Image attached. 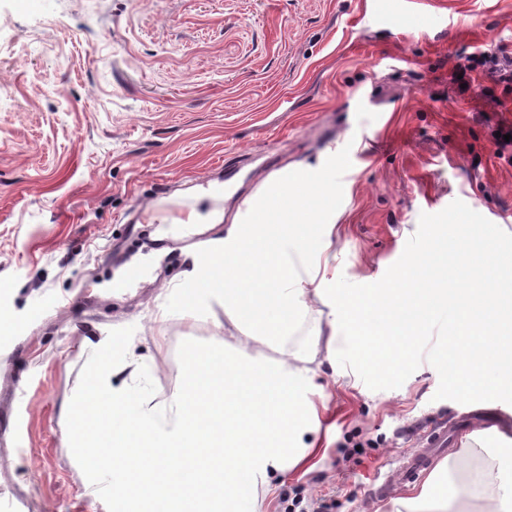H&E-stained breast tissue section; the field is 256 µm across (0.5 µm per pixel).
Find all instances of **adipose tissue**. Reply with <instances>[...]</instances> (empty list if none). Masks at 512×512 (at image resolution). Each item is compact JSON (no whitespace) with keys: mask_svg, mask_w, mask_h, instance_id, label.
Masks as SVG:
<instances>
[{"mask_svg":"<svg viewBox=\"0 0 512 512\" xmlns=\"http://www.w3.org/2000/svg\"><path fill=\"white\" fill-rule=\"evenodd\" d=\"M340 165L331 153L271 172L223 235L188 250L172 305L152 316L157 332L218 306L234 333L223 351L190 348L169 399L154 405L128 383L110 385L109 357L87 369L73 460L121 512H238L258 486L307 466L315 448L304 435L316 411L305 388L317 361L334 362L343 332L363 364L393 372L412 363L415 333L445 317L454 345L445 364L456 386L512 394V258L492 244L475 248L438 233L392 287L357 302L329 296L319 271L336 224ZM314 299L330 311L312 353L301 355L288 344ZM270 350L278 354L272 362ZM478 453L463 444L421 485L392 498L389 512H512V493L461 475L459 462Z\"/></svg>","mask_w":512,"mask_h":512,"instance_id":"ef3b65f1","label":"adipose tissue"}]
</instances>
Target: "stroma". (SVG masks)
Here are the masks:
<instances>
[{
    "label": "stroma",
    "instance_id": "obj_1",
    "mask_svg": "<svg viewBox=\"0 0 512 512\" xmlns=\"http://www.w3.org/2000/svg\"><path fill=\"white\" fill-rule=\"evenodd\" d=\"M372 0H0V512H116L72 462L65 417L100 340L117 380L129 352L137 384L161 401L180 386L186 350L220 348L224 312L173 320L170 304L194 235L157 239L173 205L232 217L263 176L333 152L341 216L328 277L359 299L388 279L407 245L471 221L512 253V114L459 95L453 70L479 50L512 55V0H426L444 28L368 26ZM244 174L233 199L190 189ZM142 265L126 293L111 281ZM446 344L391 374L366 369L345 337L316 377L318 451L258 488L255 512L284 498L330 512H384L373 475L405 461L426 428L469 418L448 439L478 438L512 489V437L486 410L512 395L460 393ZM360 450H353V443Z\"/></svg>",
    "mask_w": 512,
    "mask_h": 512
}]
</instances>
